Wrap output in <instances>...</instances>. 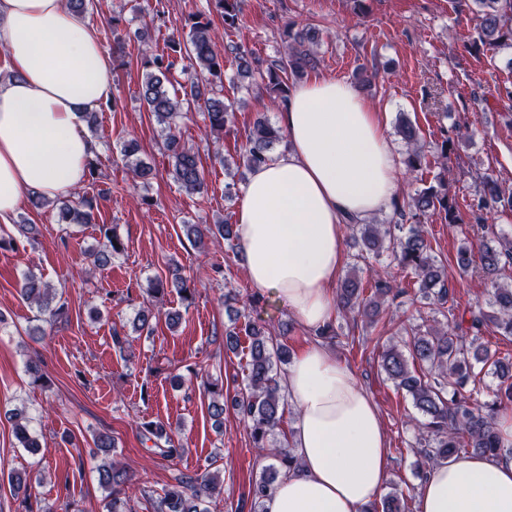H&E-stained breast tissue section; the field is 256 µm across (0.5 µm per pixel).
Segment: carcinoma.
<instances>
[{"label": "carcinoma", "mask_w": 512, "mask_h": 512, "mask_svg": "<svg viewBox=\"0 0 512 512\" xmlns=\"http://www.w3.org/2000/svg\"><path fill=\"white\" fill-rule=\"evenodd\" d=\"M213 11L224 19V28L234 29L240 25L239 0H208ZM479 26V41L489 50L512 48V0H474ZM318 32L311 27L287 26L284 42L287 51L277 60L264 61L254 52L242 46L223 44L211 33V21L204 14H191L181 24L172 27L167 47L168 52L144 49L141 61L144 68L140 98L147 111L151 112L163 132L165 154L171 160L173 180L188 194H201L205 189L204 172L199 155L182 140L177 119L183 114V104L193 103L202 112L209 132L217 139L232 122L233 102L224 99V55L234 54L239 74L244 78L260 80L269 96L276 100L288 99L294 82L305 78L307 71L316 65L313 46ZM187 59L193 74L187 83L176 88L172 77L179 61ZM397 133L406 145V166L410 173L417 174L428 166L425 144L420 128L408 117L400 118ZM286 140L281 129L273 126L265 114H260L253 123L247 144L236 155V159L224 160V167L233 163L237 167L251 170L268 162L274 149ZM126 166L139 179L150 175L151 169L137 158L138 144L131 139L121 149ZM480 189L468 204L476 223L485 222V215L495 209L512 211V193L489 178L479 177ZM111 189H102L96 196L62 201L59 205V221L72 224H92L99 200L106 198ZM435 211H442L448 223L458 220L459 208L448 183L437 178L436 183L416 191L407 204L395 205L396 220L393 224L354 223V239L361 244V253L390 254L392 261L403 270H411L418 294L429 304L444 306L448 303L449 288L446 286L444 269L432 255V246L424 234L421 224ZM409 224L405 235L395 234L401 225ZM18 236L0 238V248L18 250L20 245L33 239L31 224L16 225ZM186 237L193 242L204 239L236 238L231 224H186ZM103 241L92 252L93 265L104 269L112 257L122 252L123 244L112 233V227L104 224L100 228ZM512 263V242L500 240L484 242L479 255L464 243L457 252V264L463 274L479 272L491 288L486 306H479L469 314H454L446 319V326H431L426 330L411 329L412 336L404 341V347L390 343L385 346L379 366L397 390L410 397L422 420L417 422L420 438L416 451L419 459L416 468L424 471L448 461L458 453L471 451L482 454L501 453L499 437L495 431L498 413L512 408V360L500 358L497 353L478 342L482 329L492 326L507 338L512 336V282L501 281L505 266ZM359 267L341 280L336 289L338 310L362 311L372 325L378 323L382 305L392 293L388 278L375 271L369 279L370 295L358 276ZM175 288L182 300L192 302L193 292L188 280L178 277L173 281L155 280L148 289L157 297L167 289ZM20 292L23 298L34 305L49 322L68 319V307L62 300L58 288L45 282L33 271L24 274ZM154 309L145 305L136 316L134 327L139 333H151ZM248 340L245 387L232 399L247 424L254 447L270 451L274 464L270 474H262L251 489L254 503H262L268 496L279 474L298 468V458L293 454L288 441L274 439L284 422L285 398L278 376V365L290 361V352L282 344L274 342L272 332L255 320L247 319L236 330L226 331V344L237 347L240 335ZM497 378L489 400L480 403L474 399L473 387L483 376ZM13 422V433L19 445L34 454L40 447L39 435L32 426L33 417L23 409L9 413ZM143 437L153 442L156 453L164 459L180 455V445L175 443L172 427L163 422H149L142 426ZM100 485L108 492L107 512H133L127 488L130 477L114 464L98 468ZM13 494L20 499L25 512H33L30 483L20 476L10 477ZM221 493L219 477L204 471L187 475L177 484L162 489L157 497L147 496L156 512H207L206 503ZM364 512H402L400 497L392 492L368 505Z\"/></svg>", "instance_id": "carcinoma-1"}]
</instances>
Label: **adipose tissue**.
Returning a JSON list of instances; mask_svg holds the SVG:
<instances>
[{"mask_svg":"<svg viewBox=\"0 0 512 512\" xmlns=\"http://www.w3.org/2000/svg\"><path fill=\"white\" fill-rule=\"evenodd\" d=\"M0 224L30 195L82 185L99 145L82 113L112 98V66L98 29L64 0H0ZM287 144L251 170L237 232L248 279L310 331L336 315L344 224L386 210L398 191V156L380 112L341 80L296 87L281 114ZM283 384L297 408L300 465L282 475L264 512H362L388 467L379 412L322 342L303 345ZM417 512H512V458L460 454L419 488Z\"/></svg>","mask_w":512,"mask_h":512,"instance_id":"ef3b65f1","label":"adipose tissue"}]
</instances>
